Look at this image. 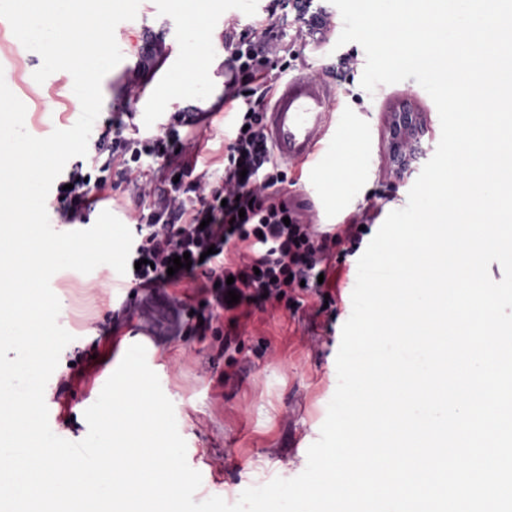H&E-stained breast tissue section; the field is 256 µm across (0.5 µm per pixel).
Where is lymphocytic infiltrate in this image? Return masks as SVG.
Instances as JSON below:
<instances>
[{"mask_svg":"<svg viewBox=\"0 0 512 512\" xmlns=\"http://www.w3.org/2000/svg\"><path fill=\"white\" fill-rule=\"evenodd\" d=\"M328 29L314 0H272L265 15L224 26V86L231 115L222 170L198 164L204 131L176 112L150 133L135 113L114 108L90 138L88 162L67 171L53 207L66 221L125 187L136 201L130 290L187 289L181 336L213 337L218 355L239 349L240 320L266 305L303 306L305 298L335 295L341 270L336 248L357 250L373 213L331 227L315 223L288 196V166L276 158L266 129L275 93L301 59V47L324 41ZM190 268L168 274L174 257ZM239 301L227 304L228 290Z\"/></svg>","mask_w":512,"mask_h":512,"instance_id":"1","label":"lymphocytic infiltrate"}]
</instances>
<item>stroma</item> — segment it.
<instances>
[{"instance_id": "1", "label": "stroma", "mask_w": 512, "mask_h": 512, "mask_svg": "<svg viewBox=\"0 0 512 512\" xmlns=\"http://www.w3.org/2000/svg\"><path fill=\"white\" fill-rule=\"evenodd\" d=\"M331 15L330 42L306 47L303 60L306 68L334 74L340 83L336 125L328 147L314 160L290 165L295 184L289 192L309 202L318 223L343 224L374 203L386 214L407 203L412 180L390 178L382 164L384 115L392 102L405 96L428 113L427 151H435L441 128L434 102L415 79L381 85L371 93L362 88L365 52L355 42L334 47L343 21L339 10ZM170 25L177 27L184 43H191L193 19L179 12L174 0H141L137 19L115 29L123 56L141 58L145 82L153 90L158 87L157 72L168 67L166 49L159 44L142 55L139 45L144 30L156 34ZM41 64L39 55L24 49L15 63L0 68L12 90L27 99L25 127L40 138L74 124L68 72H55L39 83L33 74ZM49 102L54 105L50 112L45 109ZM337 169L347 174L338 200L332 194ZM358 260L355 254L345 257L336 303L328 310L319 311L318 301L309 299L295 313L256 311L245 318L243 350L232 366L217 356L209 341L174 336L177 312L170 296H152L135 312L132 323L113 336L98 329L107 312L126 296L113 281V268L101 265L88 274L57 272L51 288L61 304L58 321L73 340L63 349L45 389L51 430L70 441L85 438V410L127 349L140 341L144 327L153 333L147 363L174 405L187 462L202 476L195 501L218 496L233 503L243 490L271 481L281 471L298 476L337 387L336 356L342 326L352 312ZM79 351L92 353L93 359L79 382L58 393L67 362Z\"/></svg>"}]
</instances>
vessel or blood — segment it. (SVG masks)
<instances>
[{"mask_svg":"<svg viewBox=\"0 0 512 512\" xmlns=\"http://www.w3.org/2000/svg\"><path fill=\"white\" fill-rule=\"evenodd\" d=\"M335 100V86L321 77L297 75L281 84L267 114L281 161L304 162L319 153L336 122Z\"/></svg>","mask_w":512,"mask_h":512,"instance_id":"obj_1","label":"vessel or blood"}]
</instances>
